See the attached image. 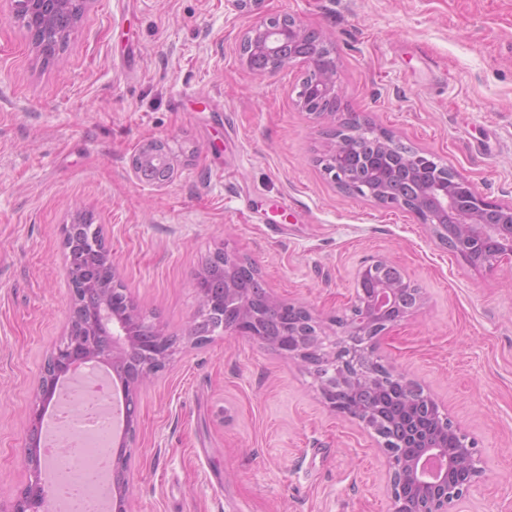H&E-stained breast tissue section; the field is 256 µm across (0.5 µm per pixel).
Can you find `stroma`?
<instances>
[{"instance_id":"1","label":"stroma","mask_w":512,"mask_h":512,"mask_svg":"<svg viewBox=\"0 0 512 512\" xmlns=\"http://www.w3.org/2000/svg\"><path fill=\"white\" fill-rule=\"evenodd\" d=\"M283 15L333 41L341 112L512 203V0H90L47 62L0 0V506L27 480L37 384L69 327L63 228L89 212L134 304L180 339L136 393L132 512H389L375 439L309 370L248 336L189 339L218 249L325 319L368 260L399 267L424 302L375 356L476 439L486 476L462 512H512V264L468 266L330 181L334 126L299 107L304 66L260 75L239 56L243 31ZM148 140L175 155L160 187L130 173Z\"/></svg>"}]
</instances>
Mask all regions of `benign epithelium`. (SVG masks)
Returning a JSON list of instances; mask_svg holds the SVG:
<instances>
[{"instance_id": "benign-epithelium-1", "label": "benign epithelium", "mask_w": 512, "mask_h": 512, "mask_svg": "<svg viewBox=\"0 0 512 512\" xmlns=\"http://www.w3.org/2000/svg\"><path fill=\"white\" fill-rule=\"evenodd\" d=\"M91 0H10L14 15H24L39 24L26 29V35L38 54L48 59L60 42V33L47 22L57 15L78 21ZM310 34L295 19L288 16L269 17L248 28L239 36V53L246 65L251 57L264 53L268 58L266 72H275L293 62L297 56L284 57L280 47L294 46ZM320 57L307 61L309 73L317 78L307 82L298 92L301 109L317 118L336 120V112L329 104L336 101L338 66L329 43ZM344 137L336 139L326 159L325 172L333 183L346 192L391 208L411 212L422 224L429 225L440 242H446V225L439 216L455 205V190L465 187L472 199L470 212L459 218L465 241L464 263L470 266L497 267L504 256L512 255V204L487 199L464 175L454 171L447 176L446 167L428 153H414L406 164L408 177L415 170L433 171L429 184L412 186L403 194L400 185L387 183L384 175L373 170L371 160L356 154L351 144L362 139L378 138L386 145L389 137L356 116L339 121ZM155 141L144 143L132 156L131 172L135 179L145 180L142 163L152 160L168 169L173 176V155L164 150L152 155ZM487 210L496 214L497 222L488 224L481 215ZM488 234L502 242V248L493 254H473L480 240ZM396 267L378 257L363 265L355 280L354 299L345 314L340 330L329 332L324 320L303 304L283 301L269 295V302L293 309L300 320L290 326L284 335L288 340H277L272 349L285 359L296 361L315 377L318 390L327 407L357 421L378 438L386 458V479L390 490V512H454V507L484 474L483 461L475 442L461 432L440 410L434 398L417 383L389 367H374L373 349L380 336L392 325L414 312L421 302L420 292L413 293L410 308H398L400 293L408 284L404 274L396 283L370 287L372 279L394 271ZM84 291L82 285L70 289V325L54 351L47 359L38 385V399L31 413L29 442L24 448V461L29 471L27 483L17 493L5 512H43L48 491L41 475L52 462L43 458L40 448V429L45 407L56 400L63 382L88 365L106 364L116 369L130 362L135 355L136 370L127 378V385L136 389L145 379L163 371L173 359L179 344H172L160 328L148 323L138 335V323L117 315H108L100 309L97 315L86 311L78 303ZM238 313L224 319L219 332L227 335H247L262 329L265 305L251 298L236 299ZM97 322L99 336H86V324ZM121 442L111 448L112 507L111 512H131L129 493L133 474L129 464L128 446L138 421L124 411Z\"/></svg>"}]
</instances>
